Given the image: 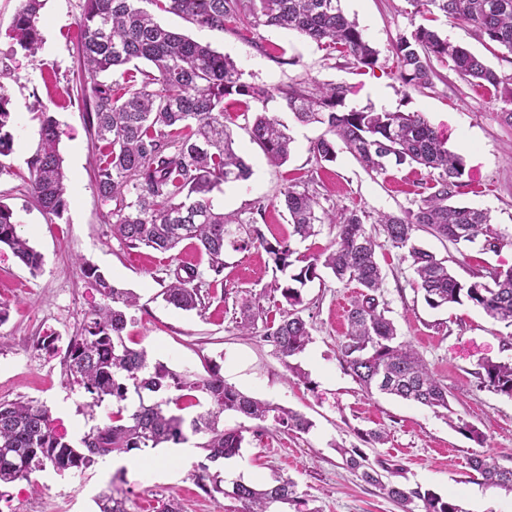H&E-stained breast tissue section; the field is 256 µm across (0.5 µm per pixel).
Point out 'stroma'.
I'll use <instances>...</instances> for the list:
<instances>
[{
	"label": "stroma",
	"mask_w": 512,
	"mask_h": 512,
	"mask_svg": "<svg viewBox=\"0 0 512 512\" xmlns=\"http://www.w3.org/2000/svg\"><path fill=\"white\" fill-rule=\"evenodd\" d=\"M18 4L19 0H0V71L9 75L15 107L14 151L6 159L13 173L0 176V200L16 212L21 231L41 254L43 266L30 273L8 248H0V303L8 308L7 319L0 323V401L24 397L44 403L75 445L111 414L108 402L87 409L83 389L66 372L68 341L90 306L101 300L80 273V263L86 262L116 287L138 295L139 305L130 310L124 331L129 347L145 349L151 362L179 372L204 376L219 368L225 382L244 394L296 410L313 421L308 433L295 434L271 421L260 424L225 412V428L245 431L239 456L229 461L237 479L225 481V488L237 481L260 486L282 476L295 482L298 495L313 512H400L395 502L344 465L339 448H358L370 460L395 461L403 468L405 484L453 497L464 512H512V492L483 485L469 467L471 457L490 453L500 467L512 469V398L482 388L475 376L484 360H512V348L504 343L512 329L467 303L429 308L402 250L386 243L376 224L371 231L381 243L377 259L385 277L389 317L401 338L447 385L451 414L362 389L346 370L339 349L346 329L345 306L353 302L358 286L340 283L327 273L302 290V316L312 327V342L292 359L308 375L307 381H298L263 338L266 323L279 320L287 305L280 294L267 290L276 271L259 245L226 250L224 281L210 287L203 311L167 305L160 296L166 270L179 264L203 267L207 258L187 244L168 253L146 247L130 250L112 236L108 208L94 186L98 143L81 103L78 47L84 0H43L42 43L34 57L26 56L10 37ZM343 8L379 50L377 67L354 66L327 55L316 43L272 27L253 31L230 23L215 31L166 13L158 20L229 55L247 82L285 86L310 79L332 81L350 87L346 108L423 113L465 161L468 176L456 201L489 210L495 227L512 236V114L506 104L445 68L428 88L405 87L396 80L393 44L420 22L408 0H343ZM267 109L290 127L294 148L285 164L274 165L251 141L244 119L233 122L235 149L251 166L252 175L214 190L213 203L237 217V224L230 227L235 239L244 238L245 224L259 203L265 207L258 224L266 238H287L291 226L283 192L290 179L304 175L314 177L327 208L397 213L425 194L427 171L417 165L393 166L386 175L373 178L344 151L336 162L317 164L310 143L325 134V126L298 123L278 98L268 102ZM45 111L61 131L59 151L67 175V208L59 219L48 218L31 204L22 179ZM465 139L471 149H463ZM416 240L439 255L453 257L452 268L462 281L478 270L512 267V243L484 253L475 247L457 249L422 231ZM247 296L256 298L263 313L254 334L242 336L235 318ZM48 334L58 338L52 354L36 347L38 338ZM463 422L483 434V443L459 432ZM374 430L385 432L384 442L363 440V433ZM167 465L166 449L155 448L126 454L120 467L98 462L82 473L38 471L31 482L0 488V512H96V497L116 477L129 512H161L171 500L180 504L181 512H224L231 506V499L207 495L188 473L169 476Z\"/></svg>",
	"instance_id": "stroma-1"
}]
</instances>
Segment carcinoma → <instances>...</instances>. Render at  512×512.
<instances>
[{
  "label": "carcinoma",
  "mask_w": 512,
  "mask_h": 512,
  "mask_svg": "<svg viewBox=\"0 0 512 512\" xmlns=\"http://www.w3.org/2000/svg\"><path fill=\"white\" fill-rule=\"evenodd\" d=\"M423 22L393 45L396 79L405 87L428 88L441 64L494 99L512 104V75L498 72L486 60L448 39L431 22L445 18L468 26L487 51L512 59V0H408ZM40 0H21L14 15L12 39L36 55L40 43ZM176 15L186 22L222 31L234 22L252 29L274 27L292 31L307 41L332 49L353 64L373 68L379 50L342 0H85L79 47L82 77L90 94L82 98L89 108L92 128L100 143L95 159L99 197L109 206L107 224L112 236L128 249L142 246L169 252L187 241L207 256V267L179 265L162 282L160 296L174 308L191 311L203 306L202 284L224 279V252L234 245L229 225L234 220L217 210L212 193L223 184L246 181L252 170L234 149L224 112L234 104L251 115V139L273 164L285 163L294 138L289 128L265 110L250 112V103L279 97L301 123H319L328 136L312 143L317 163L334 162L346 150L372 177L396 165L417 164L430 176L429 193L398 214L374 216L358 209L325 208L310 180L288 183L284 205L292 230L288 238L269 241L252 225L248 239L270 255L275 267L291 270L288 280L274 279L270 291L288 304L278 323L267 326L264 338L288 370L306 376L289 359L312 341L310 326L300 315L301 289L320 278L325 269L340 282L355 281L360 291L347 314L348 328L340 342L343 361L360 385L371 393L393 395L435 412L450 410L448 386L431 371L412 345L400 339L386 316L384 276L376 260L380 244L367 231L371 222L382 226L387 242L404 251L403 259L417 277L425 303L433 308L470 303L492 319L512 326V267L476 271L467 282L458 280L448 258L418 245L414 232L459 244H478L496 253L505 236L491 222L490 213L452 201L464 186L466 166L447 140L420 112H378L371 107L340 110L348 88L341 83L312 81L310 85L264 87L243 80L230 57L186 35L173 32L155 19V13ZM0 74V158L13 152L11 98ZM60 131L48 113H42L40 142L28 161L27 193L45 214L61 217L67 207L65 171L58 150ZM327 225L336 230L330 247L321 254L296 255L292 242H304ZM15 211L0 201V247H8L33 273L42 257L18 231ZM84 278L94 282L104 303L93 307L67 349V374L87 394L90 409L110 400L118 404L103 425L85 434L73 446L54 425L50 410L36 400L0 402V485L30 481L50 467L58 473L82 472L114 452L128 454L162 444H181L187 433L203 435L204 462L192 474L207 494L217 493L239 503L225 512H278L302 501L295 484L286 479L260 487L236 484L224 490V475L211 465L239 455L244 436L226 429L222 415L233 411L285 431L307 433L313 423L289 408L248 396L224 382L219 369L206 377L178 373L162 363L150 364L144 349L125 343L127 310L138 297L114 287L97 269L81 266ZM260 306L242 299L236 328L243 335L255 330ZM481 387L512 398V361L486 360L476 372ZM166 397L147 402L142 391ZM210 407L186 419L181 411ZM345 465L363 481L396 502L401 512H462L453 500L429 489L394 480L399 471L385 461L371 463L359 448L340 449ZM470 468L483 484L512 491V470L499 467L490 454H477ZM98 512H128L120 491L110 489L95 499Z\"/></svg>",
  "instance_id": "cac0c4a2"
}]
</instances>
